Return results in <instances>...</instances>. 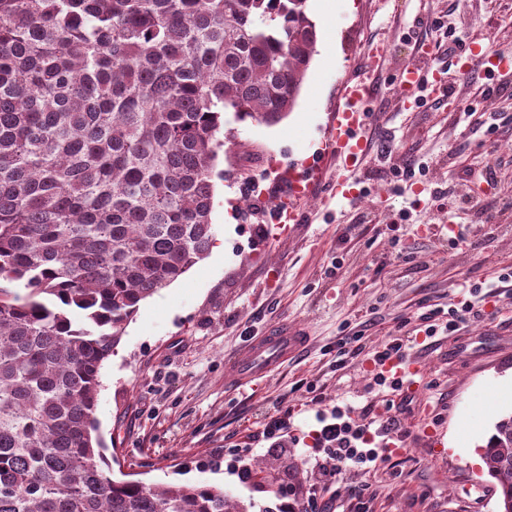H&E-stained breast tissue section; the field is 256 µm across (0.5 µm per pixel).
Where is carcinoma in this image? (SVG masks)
Here are the masks:
<instances>
[{
  "label": "carcinoma",
  "instance_id": "carcinoma-1",
  "mask_svg": "<svg viewBox=\"0 0 512 512\" xmlns=\"http://www.w3.org/2000/svg\"><path fill=\"white\" fill-rule=\"evenodd\" d=\"M308 0H0V512H248L115 480L101 370L215 241L224 112L273 125L316 52ZM512 496V415L483 454Z\"/></svg>",
  "mask_w": 512,
  "mask_h": 512
}]
</instances>
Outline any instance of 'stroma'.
<instances>
[{
  "mask_svg": "<svg viewBox=\"0 0 512 512\" xmlns=\"http://www.w3.org/2000/svg\"><path fill=\"white\" fill-rule=\"evenodd\" d=\"M308 11L318 41L293 111L274 126L224 115L229 142L214 162L211 215L224 254L208 255L140 303L102 369L100 431L129 479L217 484L261 512L307 490L317 412L343 405L357 412L370 401L375 413L398 415L407 437L386 471L349 469L325 489L329 512L360 482L375 492L371 512H495L487 474L448 441L463 417L481 410L483 390L512 377V282L498 280L512 267V164L489 183L461 176L466 166L512 151V84L478 95L485 78L473 69L455 74V97L431 94L409 108L396 77L420 41L431 48L428 67L447 65L432 22L448 11L463 45L512 49V0H308ZM372 42L386 46L374 67L364 55ZM367 73L375 88L370 157L359 171L367 197L349 202L329 186L315 188L302 222L277 234L268 208L285 193L289 167L314 161L335 172L324 141L345 83ZM415 160L424 174L392 176ZM440 190L480 198L493 214L471 210L457 217L459 234L436 237L430 225L448 221L434 200ZM401 210L409 219L395 242L384 228ZM348 224L356 231L345 240ZM475 283L484 287L481 317L450 335L418 339L408 360L422 371L411 388L370 399L368 362L356 358L333 371L338 337L358 333L375 347L423 309L461 300ZM283 320L309 330L308 348L257 389L226 384L225 358ZM303 380L315 393L300 388ZM289 405L299 408L295 446L283 455L254 444L265 418ZM484 413L487 434L500 412ZM229 448L247 449L250 466L272 463V485L240 480L224 457Z\"/></svg>",
  "mask_w": 512,
  "mask_h": 512,
  "instance_id": "obj_1",
  "label": "stroma"
}]
</instances>
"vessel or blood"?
Masks as SVG:
<instances>
[{
  "label": "vessel or blood",
  "mask_w": 512,
  "mask_h": 512,
  "mask_svg": "<svg viewBox=\"0 0 512 512\" xmlns=\"http://www.w3.org/2000/svg\"><path fill=\"white\" fill-rule=\"evenodd\" d=\"M462 71L482 67L488 78L500 80L512 76V51L499 49L488 51L480 44L470 45L466 54L458 57ZM432 82L436 88H444L448 75L443 69L422 71L416 62H407L397 78L401 90L414 95L424 82ZM373 86L366 78L347 83L342 94L343 103L337 109L325 143V149L336 157L339 166L332 179H325L320 166L310 165L296 177L290 178L287 193L274 209V223L298 222V205L317 185L330 182L336 196L353 200L358 198L357 172L363 165L370 144L363 131L372 116L370 104ZM308 342L306 330L280 323L271 326L266 335L253 340L244 349L228 355L225 367L231 381L246 386L288 362Z\"/></svg>",
  "instance_id": "b4317fda"
}]
</instances>
